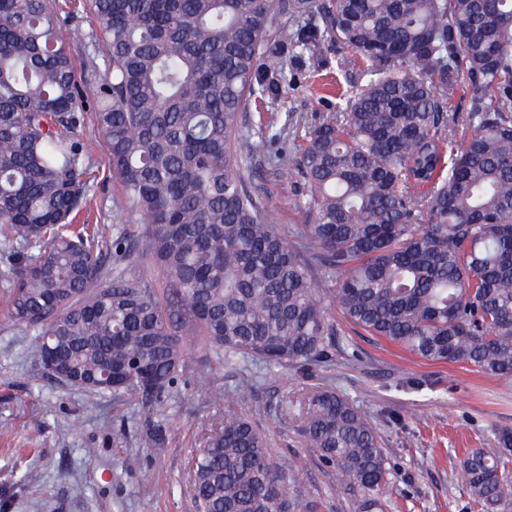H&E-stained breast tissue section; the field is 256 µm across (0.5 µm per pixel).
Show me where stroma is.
<instances>
[{
    "mask_svg": "<svg viewBox=\"0 0 512 512\" xmlns=\"http://www.w3.org/2000/svg\"><path fill=\"white\" fill-rule=\"evenodd\" d=\"M343 51L295 64L276 97L248 103L250 123L283 113L315 119L347 96L355 73L338 68ZM78 130L96 170L93 195L79 221L131 227L111 200L121 192L105 141L85 109ZM13 249L0 240V512H199L190 458L211 424L239 412L241 378L254 385L253 420L275 458L298 473L289 492L303 512H356L355 494L337 489L336 471L306 448L298 430V388L320 386L347 397L372 423L388 458L386 512H478L460 463L468 449L497 450L512 429V378H493L464 363L419 359L373 336L332 309L331 362L268 373L260 361L209 379L187 356L169 403L167 448L154 458L137 402L55 379L29 355L33 335L8 315L6 278Z\"/></svg>",
    "mask_w": 512,
    "mask_h": 512,
    "instance_id": "35a3bbf8",
    "label": "stroma"
}]
</instances>
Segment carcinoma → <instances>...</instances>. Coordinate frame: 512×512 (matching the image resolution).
<instances>
[{
  "label": "carcinoma",
  "mask_w": 512,
  "mask_h": 512,
  "mask_svg": "<svg viewBox=\"0 0 512 512\" xmlns=\"http://www.w3.org/2000/svg\"><path fill=\"white\" fill-rule=\"evenodd\" d=\"M88 40L104 70L77 79L75 14L56 0H0V236L18 252L9 315L35 332L75 386L140 402L155 456L168 443L167 397L187 353L212 376L245 358L271 367L327 357L343 316L430 362L512 378V0H91ZM351 49V95L322 122L242 121L279 91L288 64ZM466 109L453 108L458 89ZM121 184L115 210L142 225L112 239L70 232L91 191L77 138L82 104ZM293 135L271 160L310 193L280 205L254 184L258 147ZM308 223L290 238L284 210ZM112 252V271L103 252ZM158 268L154 287L130 273ZM307 446L336 467L358 512H385L389 467L369 420L346 397L301 391ZM500 450L468 451L462 473L482 512H512ZM201 512H300L243 415L222 420L192 457Z\"/></svg>",
  "instance_id": "cac0c4a2"
}]
</instances>
